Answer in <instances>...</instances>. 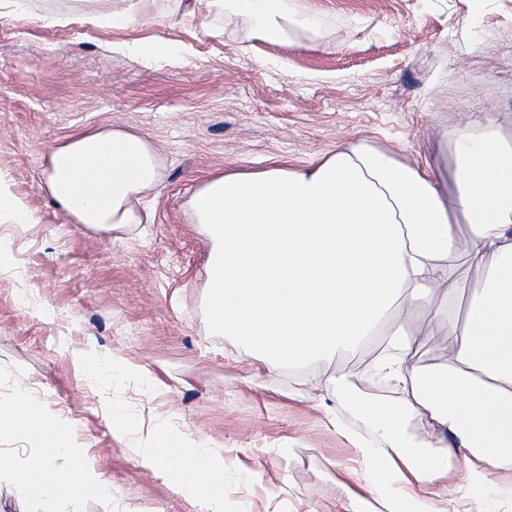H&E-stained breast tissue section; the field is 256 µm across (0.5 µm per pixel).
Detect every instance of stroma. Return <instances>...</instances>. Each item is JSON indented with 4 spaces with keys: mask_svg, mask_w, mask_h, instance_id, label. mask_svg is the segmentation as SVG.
Returning <instances> with one entry per match:
<instances>
[{
    "mask_svg": "<svg viewBox=\"0 0 512 512\" xmlns=\"http://www.w3.org/2000/svg\"><path fill=\"white\" fill-rule=\"evenodd\" d=\"M112 0H0V180L29 212L0 215V404L28 402L66 427L69 451L108 494L48 503L0 474V512H200L177 472L146 467L159 431L211 448L223 512H384L351 433L370 428L355 369L386 338L311 363L346 373L335 390L269 369L210 320L211 243L189 207L212 174L303 166L366 144L450 181L452 136L491 119L512 135V0H288L321 36H252L224 0H137L124 29L79 23ZM142 41L173 45L143 60ZM119 127L156 148L160 178L143 221L103 233L68 222L43 183L50 151L81 129ZM483 268L457 263L453 306L412 350L433 370ZM109 357L126 375H93Z\"/></svg>",
    "mask_w": 512,
    "mask_h": 512,
    "instance_id": "obj_1",
    "label": "stroma"
}]
</instances>
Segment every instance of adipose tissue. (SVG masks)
<instances>
[{
  "label": "adipose tissue",
  "mask_w": 512,
  "mask_h": 512,
  "mask_svg": "<svg viewBox=\"0 0 512 512\" xmlns=\"http://www.w3.org/2000/svg\"><path fill=\"white\" fill-rule=\"evenodd\" d=\"M228 10L255 18L264 41L321 26L318 16L289 15L285 0H230ZM44 180L70 220L109 232L137 223L140 196L159 180L157 154L130 130H81L51 151ZM189 204L213 245L212 324L268 366L302 368L383 329L387 341L366 376L393 382L399 403L353 406L372 426L357 451L388 512H468L410 490L443 480L456 461L474 486L512 470V138L498 124L458 129L450 191L424 166L354 145L304 167L209 176ZM462 254L482 264V286L455 324L447 360L419 371L412 345L455 296ZM411 416L426 431L418 450L406 434ZM2 433L43 444L25 466L0 455V473L23 497L106 493L85 465L67 460L65 427L29 404L0 407ZM145 462L177 468L206 512L222 506L224 470L208 449L170 437Z\"/></svg>",
  "instance_id": "1"
}]
</instances>
